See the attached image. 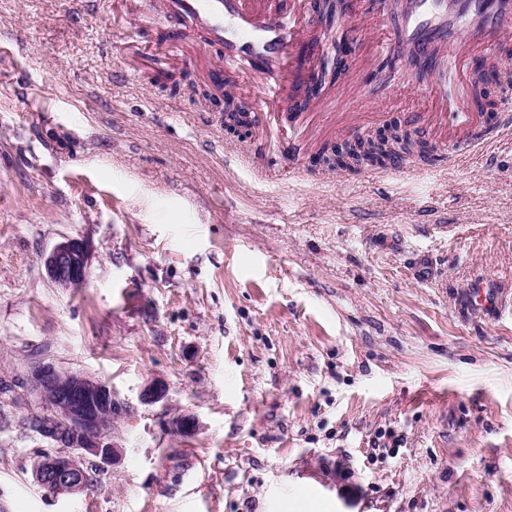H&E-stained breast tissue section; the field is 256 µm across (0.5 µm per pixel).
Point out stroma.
Returning <instances> with one entry per match:
<instances>
[{"mask_svg":"<svg viewBox=\"0 0 512 512\" xmlns=\"http://www.w3.org/2000/svg\"><path fill=\"white\" fill-rule=\"evenodd\" d=\"M0 0V512H512V309L470 317L468 282L512 289V145L400 172L313 164L355 128L467 98L472 60L383 95L391 12L354 34L334 87L280 143L226 130L210 86L255 78L160 0ZM77 239L78 287L44 258ZM107 383L131 412L87 491L32 479L35 366ZM163 381L166 400L140 402ZM199 421L195 435L178 417ZM51 280L62 287L85 283L90 272V256L82 241L67 239L54 246L44 260Z\"/></svg>","mask_w":512,"mask_h":512,"instance_id":"stroma-1","label":"stroma"}]
</instances>
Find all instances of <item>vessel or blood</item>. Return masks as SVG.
Wrapping results in <instances>:
<instances>
[{
  "label": "vessel or blood",
  "instance_id": "obj_1",
  "mask_svg": "<svg viewBox=\"0 0 512 512\" xmlns=\"http://www.w3.org/2000/svg\"><path fill=\"white\" fill-rule=\"evenodd\" d=\"M163 10L194 18L212 41L223 44L225 57L264 64L260 111L287 100L292 87L282 75L294 70L292 43L304 33L295 12L279 8L262 17L253 0H163ZM511 28L512 0H408L400 34L426 53L448 42L461 53L474 46L495 48ZM449 118L458 132L439 144L449 156L479 152L490 165L494 146L512 140L511 111L498 113L497 132L491 138L480 136V118L460 112L450 113ZM503 297L493 280L477 278L469 284L462 308L468 314H492L502 306Z\"/></svg>",
  "mask_w": 512,
  "mask_h": 512
}]
</instances>
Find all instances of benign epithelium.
Returning a JSON list of instances; mask_svg holds the SVG:
<instances>
[{
    "instance_id": "benign-epithelium-1",
    "label": "benign epithelium",
    "mask_w": 512,
    "mask_h": 512,
    "mask_svg": "<svg viewBox=\"0 0 512 512\" xmlns=\"http://www.w3.org/2000/svg\"><path fill=\"white\" fill-rule=\"evenodd\" d=\"M44 264L49 278L64 288L84 284L90 272L88 249L75 239L55 245ZM31 387L37 404L46 411L33 427L51 443L33 468L35 483L56 497L85 492L92 482L87 462L102 468L122 456L123 448L110 438L109 430L112 420L129 414V406L106 383L51 366L31 372ZM167 394L165 383L153 380L139 399L156 404Z\"/></svg>"
}]
</instances>
